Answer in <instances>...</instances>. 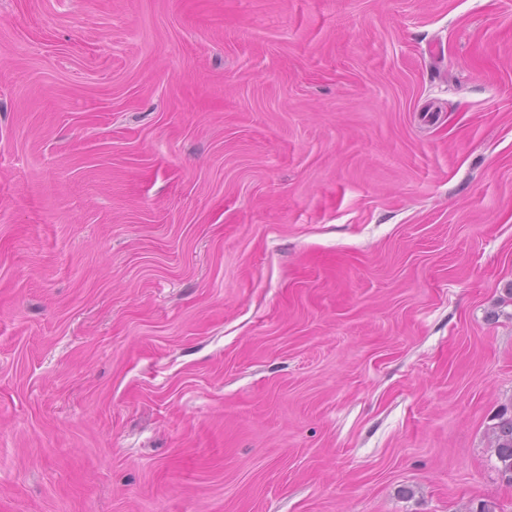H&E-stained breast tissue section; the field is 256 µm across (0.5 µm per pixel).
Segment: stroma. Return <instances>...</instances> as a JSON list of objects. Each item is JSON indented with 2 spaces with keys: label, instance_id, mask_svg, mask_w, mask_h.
<instances>
[{
  "label": "stroma",
  "instance_id": "35a3bbf8",
  "mask_svg": "<svg viewBox=\"0 0 512 512\" xmlns=\"http://www.w3.org/2000/svg\"><path fill=\"white\" fill-rule=\"evenodd\" d=\"M512 0H0V512H512ZM507 410L500 415V422L494 430L495 455L501 464L498 468L501 478L512 486V415L505 417Z\"/></svg>",
  "mask_w": 512,
  "mask_h": 512
}]
</instances>
